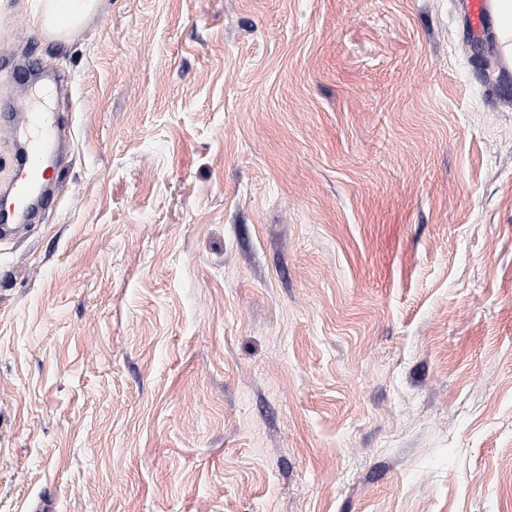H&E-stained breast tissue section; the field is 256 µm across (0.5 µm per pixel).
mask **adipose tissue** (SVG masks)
I'll return each mask as SVG.
<instances>
[{
  "label": "adipose tissue",
  "instance_id": "ef3b65f1",
  "mask_svg": "<svg viewBox=\"0 0 512 512\" xmlns=\"http://www.w3.org/2000/svg\"><path fill=\"white\" fill-rule=\"evenodd\" d=\"M27 6L51 40L66 42L96 15L99 0H27Z\"/></svg>",
  "mask_w": 512,
  "mask_h": 512
}]
</instances>
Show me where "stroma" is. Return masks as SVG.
<instances>
[{
	"label": "stroma",
	"instance_id": "obj_1",
	"mask_svg": "<svg viewBox=\"0 0 512 512\" xmlns=\"http://www.w3.org/2000/svg\"><path fill=\"white\" fill-rule=\"evenodd\" d=\"M0 0L72 141L0 240V512H512V62L461 0ZM100 0H28L41 29L53 41L68 42L87 26L98 12ZM65 17V24L61 18Z\"/></svg>",
	"mask_w": 512,
	"mask_h": 512
}]
</instances>
